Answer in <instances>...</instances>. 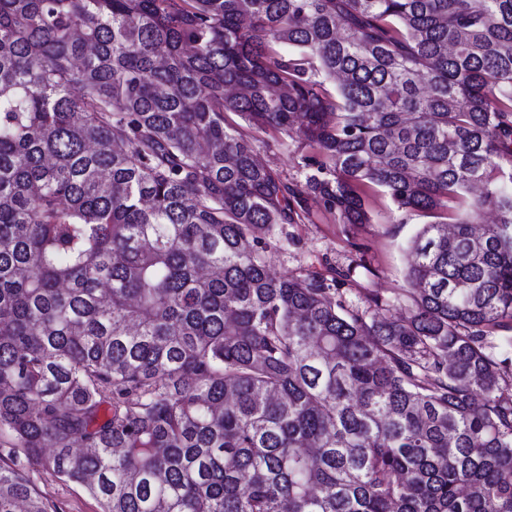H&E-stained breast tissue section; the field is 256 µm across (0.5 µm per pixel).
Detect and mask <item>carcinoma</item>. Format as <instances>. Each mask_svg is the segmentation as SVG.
<instances>
[{"mask_svg":"<svg viewBox=\"0 0 512 512\" xmlns=\"http://www.w3.org/2000/svg\"><path fill=\"white\" fill-rule=\"evenodd\" d=\"M226 112L437 218L403 314L271 273ZM511 156L512 0H0V512H512ZM31 480L44 498L62 507V512H99V505L79 484L63 483L33 472Z\"/></svg>","mask_w":512,"mask_h":512,"instance_id":"obj_1","label":"carcinoma"}]
</instances>
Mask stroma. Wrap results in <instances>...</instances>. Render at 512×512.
<instances>
[{
    "instance_id": "1",
    "label": "stroma",
    "mask_w": 512,
    "mask_h": 512,
    "mask_svg": "<svg viewBox=\"0 0 512 512\" xmlns=\"http://www.w3.org/2000/svg\"><path fill=\"white\" fill-rule=\"evenodd\" d=\"M225 119L243 131L274 174L288 185L304 187L307 171L302 158L307 150L297 139L273 130L249 128L233 112L226 113ZM366 204L372 223L344 224L320 198L306 194L299 223L277 228L270 236L264 254L268 268L279 275L320 271L328 264L348 267L356 290L395 298L407 285L408 242L427 218L416 211L397 210L379 193L367 194ZM31 480L42 496L61 506L63 512H99L97 501L81 485L38 472L32 473Z\"/></svg>"
}]
</instances>
